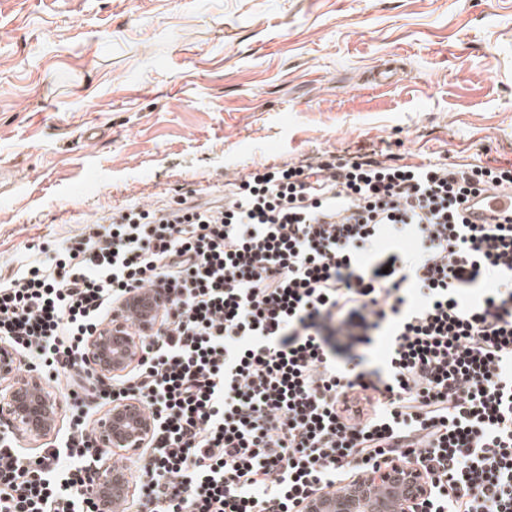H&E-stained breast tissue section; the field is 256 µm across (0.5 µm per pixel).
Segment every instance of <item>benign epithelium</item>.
Listing matches in <instances>:
<instances>
[{
    "label": "benign epithelium",
    "instance_id": "obj_1",
    "mask_svg": "<svg viewBox=\"0 0 512 512\" xmlns=\"http://www.w3.org/2000/svg\"><path fill=\"white\" fill-rule=\"evenodd\" d=\"M125 329L122 322L113 323L89 337L84 359L96 375L123 374L140 356V338L126 337L127 344L112 352V336ZM19 354L8 343L0 342V421L9 424L15 439L43 443L54 434L57 424L52 420L54 399L36 373L17 375ZM133 400L115 401L109 407L108 419L99 432L102 447L135 453L145 448L154 429L150 416L138 417L133 412ZM114 480L112 467L97 470L95 496H104ZM398 481L409 487L405 512H421L420 503L430 494V485L422 473L411 465L375 468L362 474L349 500L337 507L322 498L307 501L305 512H379L374 502V490L386 483Z\"/></svg>",
    "mask_w": 512,
    "mask_h": 512
}]
</instances>
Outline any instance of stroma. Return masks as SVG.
Wrapping results in <instances>:
<instances>
[{"label":"stroma","instance_id":"obj_1","mask_svg":"<svg viewBox=\"0 0 512 512\" xmlns=\"http://www.w3.org/2000/svg\"><path fill=\"white\" fill-rule=\"evenodd\" d=\"M380 140L512 162V0H5L0 276L114 206Z\"/></svg>","mask_w":512,"mask_h":512}]
</instances>
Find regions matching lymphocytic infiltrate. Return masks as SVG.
<instances>
[{"label": "lymphocytic infiltrate", "instance_id": "f902f5d3", "mask_svg": "<svg viewBox=\"0 0 512 512\" xmlns=\"http://www.w3.org/2000/svg\"><path fill=\"white\" fill-rule=\"evenodd\" d=\"M503 186L512 166L317 151L220 199L115 207L1 278L0 342L64 383L70 418L38 456L0 430V512H100L90 418L126 399L155 424L145 512H304L396 462L429 480L424 512H512V221L459 211ZM143 287L159 322L139 362L92 375L88 338Z\"/></svg>", "mask_w": 512, "mask_h": 512}]
</instances>
